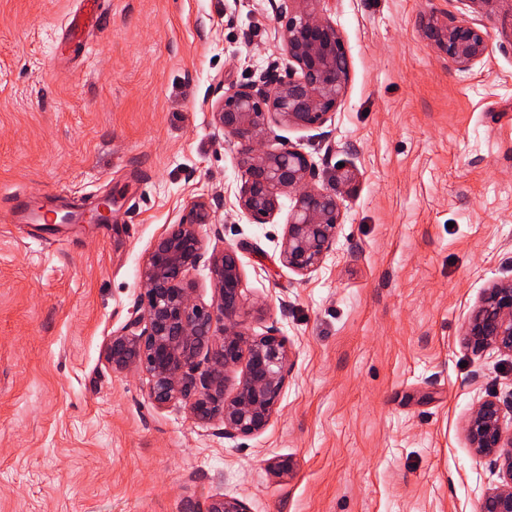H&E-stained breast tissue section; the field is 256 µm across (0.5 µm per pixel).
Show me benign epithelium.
I'll return each instance as SVG.
<instances>
[{
    "label": "benign epithelium",
    "mask_w": 512,
    "mask_h": 512,
    "mask_svg": "<svg viewBox=\"0 0 512 512\" xmlns=\"http://www.w3.org/2000/svg\"><path fill=\"white\" fill-rule=\"evenodd\" d=\"M330 0H280L277 38L288 59V77L271 69L252 84L224 93L213 119L238 148L242 185L238 205L255 224L268 223L283 193L294 197L280 260L307 274L331 251L343 213L339 195L355 181L340 169L335 185L315 184L316 169L299 150L264 147L271 124L322 125L342 102L349 75L343 39L328 16ZM424 37L460 71L487 53L489 32L477 18L430 10ZM212 223L210 207L191 203L176 224L156 238L140 269L135 315L112 332L104 357L113 369L148 379V396L159 409L181 400L198 423L218 422L224 435H254L276 412L290 368L286 341L270 330L243 331V268L238 249L210 251L197 227ZM208 267L212 300L206 304L186 278ZM467 336L478 346L512 354V280L493 285L469 316ZM244 364L234 392L224 393L227 373ZM503 405L486 399L471 412L467 433L473 448L496 458L504 481L486 491L483 512H512V434L502 428ZM206 512H247L243 501L222 496Z\"/></svg>",
    "instance_id": "1"
}]
</instances>
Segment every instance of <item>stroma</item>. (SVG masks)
<instances>
[{
    "label": "stroma",
    "instance_id": "35a3bbf8",
    "mask_svg": "<svg viewBox=\"0 0 512 512\" xmlns=\"http://www.w3.org/2000/svg\"><path fill=\"white\" fill-rule=\"evenodd\" d=\"M279 0H112L78 60L59 35L80 0H0V512H183L222 495L248 512H481L501 484L466 424L512 401V356L466 323L512 279V0L483 17L484 59L457 70L424 37L465 0H332L349 62L323 125L272 126L318 185L357 179L316 270L284 266L292 200L252 223L237 148L212 118L225 90L286 74ZM92 209L116 229L15 226L11 195ZM205 200L208 248L238 247L244 330L291 351L268 426L229 437L103 346L133 314L144 257ZM288 457L280 478L268 468Z\"/></svg>",
    "mask_w": 512,
    "mask_h": 512
}]
</instances>
